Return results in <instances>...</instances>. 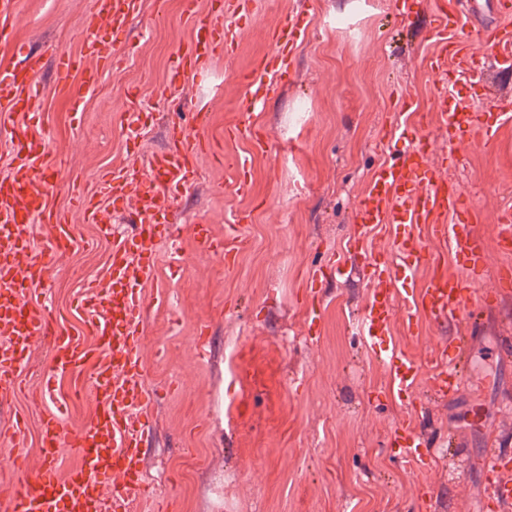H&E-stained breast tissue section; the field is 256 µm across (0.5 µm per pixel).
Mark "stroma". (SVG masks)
Returning a JSON list of instances; mask_svg holds the SVG:
<instances>
[{"mask_svg": "<svg viewBox=\"0 0 512 512\" xmlns=\"http://www.w3.org/2000/svg\"><path fill=\"white\" fill-rule=\"evenodd\" d=\"M142 0L140 14L119 46V62L104 72L95 92L78 73L59 74L45 64L37 105L51 155L61 157L55 205L70 217L80 248L59 256L43 282L26 294L50 296L57 320L80 331L71 307L88 280L104 274L111 239L85 223L77 197H91L101 174L144 171V153L164 148L171 127L192 126L197 110L208 114L205 136L223 137L225 154H250V191L239 194L234 176L211 153L199 155V181L173 215L179 226L177 255L161 254L146 296L142 335L145 381L155 405L145 440L150 492L136 512H418L415 488L426 483L439 496L429 512H477L483 492L479 460L492 439H512V358L499 354L512 336V297L462 329L467 380L441 401L420 390L416 406L385 397L389 375L362 344L360 314L370 288L356 277L328 280L310 300L306 272L330 256L362 245L368 263L389 260L393 237L382 228L360 239L354 208L373 171L392 162L403 130L441 133L429 112L442 76L425 65L438 44L405 31L395 2L366 15L356 36L336 26L356 0H257L248 24L236 30L230 56L216 57L207 82L188 80L160 96L170 56L190 42L180 0ZM94 0H21L17 42L35 50H81V33ZM313 14L286 89L262 107H245L240 74L271 48L270 31L288 15ZM139 89L145 114L141 152H134L118 115ZM83 116L72 121L70 104ZM254 122L269 137L266 151L224 138L227 127ZM449 168L469 201L481 211L476 226L487 254L483 288L512 267L496 224L512 205V122L491 143L457 150ZM246 212L247 245L234 269L224 257L201 252L191 226L205 220L215 237L225 221ZM318 329L309 332V316ZM445 333L425 321L407 335L394 318L392 338L413 358H423ZM52 344L41 339L30 358L11 409L27 419L24 457L0 452V471L42 465L39 434L52 402L38 394L51 367ZM416 421L448 450L429 470L397 464L389 432L401 419Z\"/></svg>", "mask_w": 512, "mask_h": 512, "instance_id": "obj_1", "label": "stroma"}]
</instances>
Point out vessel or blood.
Instances as JSON below:
<instances>
[{"mask_svg":"<svg viewBox=\"0 0 512 512\" xmlns=\"http://www.w3.org/2000/svg\"><path fill=\"white\" fill-rule=\"evenodd\" d=\"M140 10L141 0H98V10L82 33V53L97 63L96 68L80 71L86 90L95 88L102 69L117 63V46ZM181 16L192 28V39L170 65L165 82L169 88L192 78L207 79L214 57L232 54L235 29L250 21L251 12L248 0H213L206 15L200 13L197 0H182ZM18 19L19 0H0L1 42L10 40ZM310 24L303 15L287 17L271 32L272 53L240 77L251 91V105H258L287 81L291 59ZM462 27L461 16L448 0H438L429 34L440 51L430 57L429 67L447 74L450 85L449 91L440 92L434 113L445 147L436 149L423 134L407 138L399 161L375 171L355 208L354 222L362 233L379 226L392 230L394 261L362 266L353 255L306 273L314 286L328 274L339 279L363 272L370 286L361 321L365 345L388 369L387 397L407 406L413 405L422 385L441 400L458 393L464 382L463 344L459 337L448 336L425 359H412L391 342L394 314L402 313L408 334L414 335L424 318L437 324H472L478 310L512 294V270L507 268L500 270L495 289L480 290L487 267L474 232L480 212L447 176L446 160L459 146L488 143L501 124L512 120V101L507 99L496 106L491 120L465 105L459 86L484 87L485 67ZM486 42L495 69L512 72V25L505 21L491 28ZM14 53L15 62L0 68V127L11 128L10 162L0 174V405L14 391L32 346L49 334L53 377L45 381L41 396L54 401L56 410L43 421L41 451L46 467L1 484L0 499L7 502L9 512H132L147 489L143 448L145 418L153 398L144 384L140 355L144 285L153 276L160 246L175 241L170 215L198 180L196 160L205 143L196 131L175 127L172 146L147 157L144 178L133 181L126 171L106 174L96 197L80 201L84 221L112 239L105 275L87 282L75 305L97 340L96 345H85L55 323L51 305L24 298L29 286L43 281L49 262L74 249L76 242L67 215L52 203L57 187L52 175L61 163L47 149L42 114L33 106L42 57L20 46ZM227 134L249 141L255 152L266 147L265 134L253 125L234 126ZM122 209L132 226L128 234L112 229V214ZM247 220V215L236 214L221 239L212 237L203 222L191 230L201 252L221 253L231 260L239 252V230ZM37 224L50 230L39 249L31 239ZM444 247L449 248L458 273L449 272L440 253ZM423 262L434 271L424 287L416 288L412 282ZM87 367L92 370L89 380L74 383L72 393L91 404L94 412L85 426L73 431L63 423L66 400L58 395L54 380ZM24 431V422L12 419L0 429V446L21 457ZM388 446L399 463L414 470L428 469L434 462L423 432L410 420L393 428ZM66 449L78 463L60 478L52 463ZM481 470L486 482L481 512H512V454L486 449Z\"/></svg>","mask_w":512,"mask_h":512,"instance_id":"vessel-or-blood-1","label":"vessel or blood"}]
</instances>
